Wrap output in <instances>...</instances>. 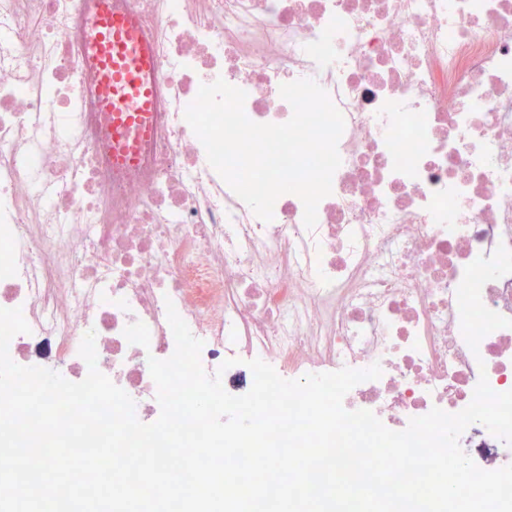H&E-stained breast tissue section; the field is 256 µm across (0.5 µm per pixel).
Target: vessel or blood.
<instances>
[{
    "instance_id": "vessel-or-blood-1",
    "label": "vessel or blood",
    "mask_w": 512,
    "mask_h": 512,
    "mask_svg": "<svg viewBox=\"0 0 512 512\" xmlns=\"http://www.w3.org/2000/svg\"><path fill=\"white\" fill-rule=\"evenodd\" d=\"M93 22L95 33L88 43L90 57L101 68H114L131 96L148 100L147 84L155 78L154 67L151 60L142 59L126 16L114 13L107 0H101Z\"/></svg>"
}]
</instances>
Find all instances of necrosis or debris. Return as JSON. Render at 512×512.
<instances>
[{
  "instance_id": "1",
  "label": "necrosis or debris",
  "mask_w": 512,
  "mask_h": 512,
  "mask_svg": "<svg viewBox=\"0 0 512 512\" xmlns=\"http://www.w3.org/2000/svg\"><path fill=\"white\" fill-rule=\"evenodd\" d=\"M121 3L156 70L135 134L87 61L92 0H0V308L31 328L15 363L82 381L95 331L99 371L153 423L171 303L233 395L252 383L223 363L245 356L300 378L380 364L343 406L395 431L463 410L480 378L512 391V328L470 349L456 298L467 265L512 250V0ZM305 78L345 121L311 229L292 193L260 220L184 118L221 79L282 124L280 87ZM459 442L481 469L512 464L482 424Z\"/></svg>"
}]
</instances>
